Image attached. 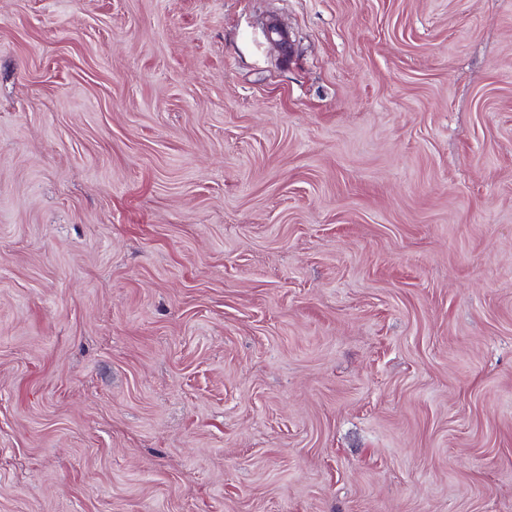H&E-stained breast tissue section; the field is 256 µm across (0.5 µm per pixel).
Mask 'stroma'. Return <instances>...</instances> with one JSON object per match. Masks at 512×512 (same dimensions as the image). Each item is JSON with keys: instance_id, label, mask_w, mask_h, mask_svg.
Instances as JSON below:
<instances>
[{"instance_id": "1", "label": "stroma", "mask_w": 512, "mask_h": 512, "mask_svg": "<svg viewBox=\"0 0 512 512\" xmlns=\"http://www.w3.org/2000/svg\"><path fill=\"white\" fill-rule=\"evenodd\" d=\"M0 512H512V0H0Z\"/></svg>"}]
</instances>
